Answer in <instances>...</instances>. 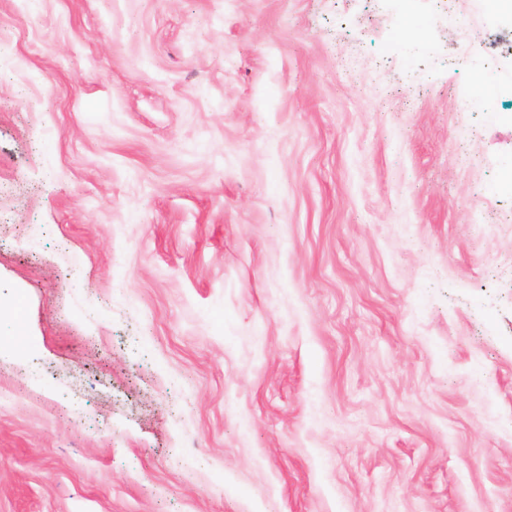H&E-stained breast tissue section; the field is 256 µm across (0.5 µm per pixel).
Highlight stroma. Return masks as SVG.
<instances>
[{
	"instance_id": "obj_1",
	"label": "stroma",
	"mask_w": 512,
	"mask_h": 512,
	"mask_svg": "<svg viewBox=\"0 0 512 512\" xmlns=\"http://www.w3.org/2000/svg\"><path fill=\"white\" fill-rule=\"evenodd\" d=\"M0 0V512H512V15Z\"/></svg>"
}]
</instances>
